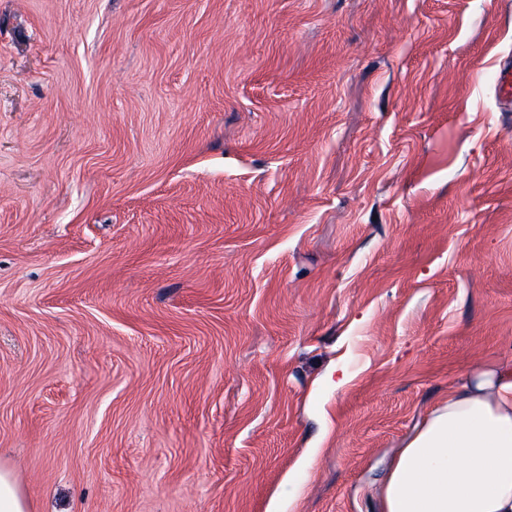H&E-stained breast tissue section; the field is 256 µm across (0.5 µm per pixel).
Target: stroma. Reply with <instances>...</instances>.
Masks as SVG:
<instances>
[{
	"mask_svg": "<svg viewBox=\"0 0 512 512\" xmlns=\"http://www.w3.org/2000/svg\"><path fill=\"white\" fill-rule=\"evenodd\" d=\"M512 0H0V466L33 512H377L512 363Z\"/></svg>",
	"mask_w": 512,
	"mask_h": 512,
	"instance_id": "stroma-1",
	"label": "stroma"
}]
</instances>
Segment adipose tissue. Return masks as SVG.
<instances>
[{"mask_svg": "<svg viewBox=\"0 0 512 512\" xmlns=\"http://www.w3.org/2000/svg\"><path fill=\"white\" fill-rule=\"evenodd\" d=\"M381 500L382 512H512V370L491 364L450 385Z\"/></svg>", "mask_w": 512, "mask_h": 512, "instance_id": "1", "label": "adipose tissue"}]
</instances>
